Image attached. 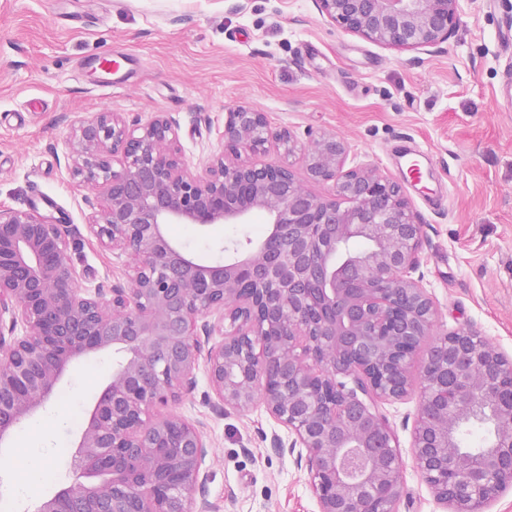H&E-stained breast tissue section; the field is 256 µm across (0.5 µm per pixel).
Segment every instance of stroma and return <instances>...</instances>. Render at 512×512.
<instances>
[{"mask_svg":"<svg viewBox=\"0 0 512 512\" xmlns=\"http://www.w3.org/2000/svg\"><path fill=\"white\" fill-rule=\"evenodd\" d=\"M512 0H462L455 35L422 53L369 43L324 21L315 0H0V206L65 224L81 287L124 281L126 259L86 229V188L69 175L74 122L166 112L186 162L216 153L227 110L248 104L272 127L343 136L357 160L404 183L423 222L419 272L442 328H470L512 358ZM126 64L120 87L104 57ZM205 264L260 237L252 224H169ZM104 351L76 363L46 408L0 446V501L35 512L74 483L72 453L112 377ZM205 371L174 408L202 422L211 512H318L306 468L278 455L285 429L255 407L216 411ZM416 397L383 405L402 455L398 512H446L411 453Z\"/></svg>","mask_w":512,"mask_h":512,"instance_id":"1","label":"stroma"}]
</instances>
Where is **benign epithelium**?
<instances>
[{"instance_id": "obj_1", "label": "benign epithelium", "mask_w": 512, "mask_h": 512, "mask_svg": "<svg viewBox=\"0 0 512 512\" xmlns=\"http://www.w3.org/2000/svg\"><path fill=\"white\" fill-rule=\"evenodd\" d=\"M315 2L365 41L429 52L454 35L461 0ZM177 130L165 112L145 123L99 112L72 128L70 174L94 191L87 230L126 256L125 284L79 287L65 225L0 207V444L73 362L117 356L76 445L84 481L37 512H208L193 497L208 480L202 426L167 412L201 367L215 409L261 405L286 428L273 448L306 465L319 512H395L402 456L378 404L419 390L411 450L425 482L450 512H485L512 486V360L471 329H440L412 277L424 235L403 186L355 162L344 137L274 130L249 105L226 112L221 150L200 171ZM257 218L266 236L224 264L197 261L165 233ZM479 420L493 425L487 445L459 449L458 433Z\"/></svg>"}]
</instances>
